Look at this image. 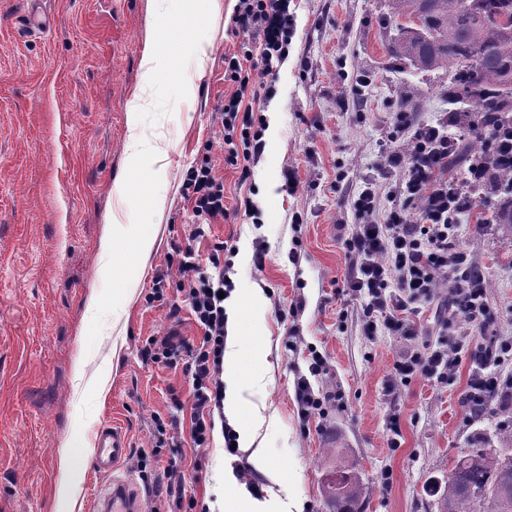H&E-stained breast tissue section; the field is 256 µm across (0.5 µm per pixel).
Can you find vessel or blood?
<instances>
[{"instance_id":"obj_1","label":"vessel or blood","mask_w":512,"mask_h":512,"mask_svg":"<svg viewBox=\"0 0 512 512\" xmlns=\"http://www.w3.org/2000/svg\"><path fill=\"white\" fill-rule=\"evenodd\" d=\"M128 451L122 432L108 425L98 429L89 468L96 474L109 476L111 483L107 491L95 500L96 512H138V498L130 489L129 479L116 473Z\"/></svg>"}]
</instances>
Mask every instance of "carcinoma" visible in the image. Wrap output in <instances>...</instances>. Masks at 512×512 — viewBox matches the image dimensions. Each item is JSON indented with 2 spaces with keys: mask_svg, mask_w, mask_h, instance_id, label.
I'll return each mask as SVG.
<instances>
[{
  "mask_svg": "<svg viewBox=\"0 0 512 512\" xmlns=\"http://www.w3.org/2000/svg\"><path fill=\"white\" fill-rule=\"evenodd\" d=\"M389 53L410 66L453 69L457 96L478 112H512V0H390ZM336 512H355L366 482L326 473ZM440 490V512H512V456L476 446L459 456Z\"/></svg>",
  "mask_w": 512,
  "mask_h": 512,
  "instance_id": "carcinoma-1",
  "label": "carcinoma"
}]
</instances>
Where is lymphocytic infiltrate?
Masks as SVG:
<instances>
[{
	"label": "lymphocytic infiltrate",
	"mask_w": 512,
	"mask_h": 512,
	"mask_svg": "<svg viewBox=\"0 0 512 512\" xmlns=\"http://www.w3.org/2000/svg\"><path fill=\"white\" fill-rule=\"evenodd\" d=\"M288 7V0H243L234 17L243 43L258 45L259 53L247 69L238 58L227 60V78L239 86L218 110L229 165L239 166V156L256 158L264 151V119L242 108L241 92L261 86L274 63L287 58L293 36ZM467 135L476 141L468 152L462 149ZM458 158L464 161L461 177H445ZM239 168L240 180H250V167ZM379 173L392 183L390 207L381 210L375 183L360 186L351 200L353 228L342 244L349 260L345 293L361 303L365 335L383 329L410 345L394 363L384 394L395 401L400 384L416 377L440 386L453 384L463 366L466 413L471 419L480 417L490 403L512 397V338L476 346L470 341L469 329L484 326L491 309L484 273L458 240V219L479 208L487 195L512 201V113L479 121L473 113L453 112L428 123L396 106L388 142L380 152ZM183 192L194 214L206 223L226 219L224 181L210 164L188 170ZM227 249V244L215 243L203 259L188 249L176 263L179 285L202 332L201 347L166 336L142 350L143 358L153 362L182 354L191 357L193 436L200 446L207 445L217 429L225 445L237 440L229 426H217L215 420L224 411L227 316L222 296L233 289L224 269ZM441 293L449 311L432 343L416 348L422 333L416 319Z\"/></svg>",
	"instance_id": "obj_1"
}]
</instances>
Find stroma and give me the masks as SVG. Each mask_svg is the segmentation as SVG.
I'll use <instances>...</instances> for the list:
<instances>
[{"label": "stroma", "instance_id": "35a3bbf8", "mask_svg": "<svg viewBox=\"0 0 512 512\" xmlns=\"http://www.w3.org/2000/svg\"><path fill=\"white\" fill-rule=\"evenodd\" d=\"M238 5L220 0L206 17L187 0H46L56 33L39 37L21 29L22 0H0V512H56L59 449L68 443L75 460L88 457L106 424L128 438L119 473L134 480L139 512H224V472L235 460L265 500L301 512H334L324 481L340 463L368 483L362 512H439L426 487L458 455L478 443L512 455L504 436L511 409L496 402L468 421L462 385L421 378L400 388L402 446L389 448L382 386L407 345L384 330L365 336L359 301L337 293L348 266L341 238L354 222L349 190L376 178L393 107L405 104L428 122L453 110L451 72L420 71L387 54V0H291L288 56L266 78L275 96L260 104L261 114H274L277 137L250 160L247 187L224 163L216 117L234 91L224 58L240 50ZM160 16L174 26L156 28ZM196 41L206 61L189 50ZM150 43L164 75L142 115L135 166L127 108ZM187 80L197 86L189 97L177 91ZM161 138L172 146L162 166L152 155ZM207 161L224 180L230 216L199 239L182 184ZM290 172L292 193L284 188ZM247 196L260 226L239 211ZM157 197L163 210L153 206ZM146 235L154 245L144 256ZM458 235L489 283L491 320L472 344L512 336V236L482 233L472 213ZM218 240L235 249L240 337L246 352H259L266 382L253 401L268 422L236 457L218 430L196 447L186 358L168 365L141 357L148 341L171 332L201 341L175 282L160 300L153 284L174 247L203 255ZM129 278L138 286L117 305ZM315 353L328 365L311 381L324 405L305 423L295 389ZM160 420L175 425L174 447H153ZM172 462L184 483L168 477Z\"/></svg>", "mask_w": 512, "mask_h": 512}]
</instances>
